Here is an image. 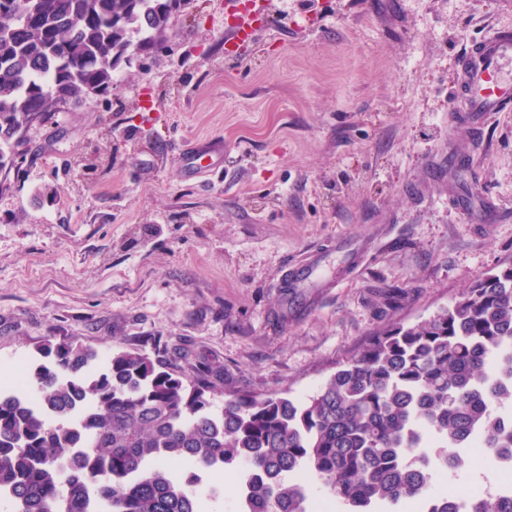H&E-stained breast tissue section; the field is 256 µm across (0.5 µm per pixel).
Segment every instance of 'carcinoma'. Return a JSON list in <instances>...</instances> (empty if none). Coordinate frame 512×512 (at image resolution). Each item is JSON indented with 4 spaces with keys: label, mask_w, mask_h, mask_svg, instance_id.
<instances>
[{
    "label": "carcinoma",
    "mask_w": 512,
    "mask_h": 512,
    "mask_svg": "<svg viewBox=\"0 0 512 512\" xmlns=\"http://www.w3.org/2000/svg\"><path fill=\"white\" fill-rule=\"evenodd\" d=\"M186 0H0V167L33 117L109 91L121 57L164 46ZM33 394L0 390V512H203L202 475L234 466L240 512H308L285 474L345 512L435 499L434 460L480 440L512 453V263L448 307L373 336L312 395L186 378L139 349L46 340ZM222 407H214L216 399ZM186 464L174 477L168 465ZM470 512H512V495Z\"/></svg>",
    "instance_id": "1"
}]
</instances>
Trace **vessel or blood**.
I'll return each instance as SVG.
<instances>
[{
	"instance_id": "b4317fda",
	"label": "vessel or blood",
	"mask_w": 512,
	"mask_h": 512,
	"mask_svg": "<svg viewBox=\"0 0 512 512\" xmlns=\"http://www.w3.org/2000/svg\"><path fill=\"white\" fill-rule=\"evenodd\" d=\"M234 23L225 44L231 57H245L253 47V26L267 9L265 0H224ZM512 58V33L498 31L472 44L459 57L460 91L467 98L471 120L483 126L497 112H512V76L504 64Z\"/></svg>"
}]
</instances>
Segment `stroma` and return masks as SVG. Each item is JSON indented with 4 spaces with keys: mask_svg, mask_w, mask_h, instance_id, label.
I'll list each match as a JSON object with an SVG mask.
<instances>
[{
    "mask_svg": "<svg viewBox=\"0 0 512 512\" xmlns=\"http://www.w3.org/2000/svg\"><path fill=\"white\" fill-rule=\"evenodd\" d=\"M501 28L512 0H270L236 60L224 0H188L108 94L14 136L0 375L51 337L308 396L447 307L512 261V112L478 131L453 93ZM203 140L223 154L183 164Z\"/></svg>",
    "mask_w": 512,
    "mask_h": 512,
    "instance_id": "35a3bbf8",
    "label": "stroma"
}]
</instances>
